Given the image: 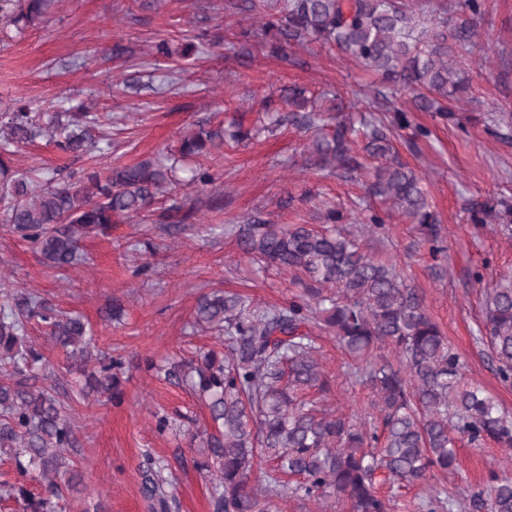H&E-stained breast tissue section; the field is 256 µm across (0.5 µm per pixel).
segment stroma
<instances>
[{"instance_id":"obj_1","label":"stroma","mask_w":512,"mask_h":512,"mask_svg":"<svg viewBox=\"0 0 512 512\" xmlns=\"http://www.w3.org/2000/svg\"><path fill=\"white\" fill-rule=\"evenodd\" d=\"M234 0H61L14 41L0 43V112L26 97L43 105L94 94L96 110L112 124L110 154L102 166L132 164L177 153L182 136L198 125L214 127L239 118L250 135L225 140L220 158L210 163L214 186H173L170 196L193 210L190 229L178 237L163 225L122 220L81 244L90 262L78 269L45 265L32 243L0 225V284L35 291L54 308L88 320L97 348L122 358L121 404L103 396H77L84 383L67 372L65 351L53 344L43 325L28 334L58 372L67 414L79 447L75 464L85 489L68 499L63 512H149L143 496L148 469L163 468L172 483L177 512H213L211 473L194 460L193 435L213 424L208 407L177 378L171 364L198 349L222 351L221 339L193 326L202 295L225 289L256 307L280 305L292 290L288 277L252 265L225 227L259 217L274 224H320L331 205L352 217L347 228L376 256L397 263L407 284L439 324L467 365L470 382L481 385L512 417V384L495 372L492 355L480 339L485 282L512 274V236L498 216L476 225L470 209L489 199L512 204V127L500 125L512 113V0H483L477 18L480 51L459 59L470 80V101L454 105L453 118L413 110L411 94L397 93L396 108L409 111L413 124L427 129L412 139L397 131L392 143L400 160L422 180L444 247L431 258L420 244L418 225L391 206L370 199L363 173H329L307 163L317 127L284 122L257 130L259 112L288 113V89H305L326 106L333 96L364 105L363 92L381 86L379 74L364 69L337 47L298 46L288 58L273 54L255 33L268 0L240 11ZM168 40L171 56L155 55L157 40ZM22 168L88 166L45 140L21 146ZM380 211L387 230L371 235L367 210ZM121 320H108L112 306ZM331 382L328 407L363 417L369 390L347 374L332 335L317 339ZM169 426L158 430V417ZM458 472L446 485L458 496L486 484L491 474L512 476V449L489 443L456 445Z\"/></svg>"}]
</instances>
